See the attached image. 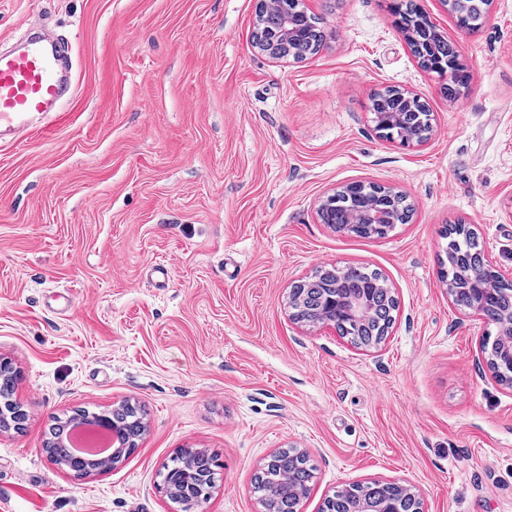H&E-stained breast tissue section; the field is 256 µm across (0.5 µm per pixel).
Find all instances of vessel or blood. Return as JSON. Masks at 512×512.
<instances>
[{
  "mask_svg": "<svg viewBox=\"0 0 512 512\" xmlns=\"http://www.w3.org/2000/svg\"><path fill=\"white\" fill-rule=\"evenodd\" d=\"M57 45L38 36L0 53V132L45 131L56 118L57 104L74 85L63 74Z\"/></svg>",
  "mask_w": 512,
  "mask_h": 512,
  "instance_id": "vessel-or-blood-1",
  "label": "vessel or blood"
}]
</instances>
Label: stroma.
I'll return each mask as SVG.
<instances>
[{"label": "stroma", "instance_id": "35a3bbf8", "mask_svg": "<svg viewBox=\"0 0 512 512\" xmlns=\"http://www.w3.org/2000/svg\"><path fill=\"white\" fill-rule=\"evenodd\" d=\"M302 2L326 42L279 62L252 46L258 0H0V41L44 24L78 79L50 132L0 145V358L26 413L0 431V512H181L160 473L184 448L218 463L203 512H265L253 478L281 448L316 468L301 512L374 480L427 512H512V387L482 351L498 328L441 267L463 223L512 274V0L467 35L417 0L470 75L454 100L392 0ZM389 86L429 105L427 141L378 136ZM354 182L403 192L411 221L367 239L322 223ZM349 265L397 298L379 348L290 316L294 282ZM125 400L147 415L124 462L50 461L56 419Z\"/></svg>", "mask_w": 512, "mask_h": 512}]
</instances>
